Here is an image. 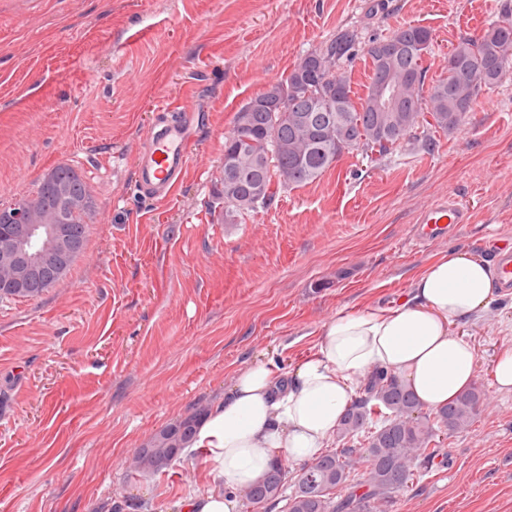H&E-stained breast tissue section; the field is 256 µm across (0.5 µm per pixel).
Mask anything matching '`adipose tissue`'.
I'll return each mask as SVG.
<instances>
[{"instance_id": "adipose-tissue-1", "label": "adipose tissue", "mask_w": 512, "mask_h": 512, "mask_svg": "<svg viewBox=\"0 0 512 512\" xmlns=\"http://www.w3.org/2000/svg\"><path fill=\"white\" fill-rule=\"evenodd\" d=\"M498 286V269L483 255L443 253L417 272L397 301L324 323L315 352L287 372L262 361L240 370L191 441L213 465V487L183 501V512H239L225 486L247 488L278 454L301 463L318 457L357 386L377 368L402 378L428 409L455 399L475 378L476 355L452 328L483 313Z\"/></svg>"}]
</instances>
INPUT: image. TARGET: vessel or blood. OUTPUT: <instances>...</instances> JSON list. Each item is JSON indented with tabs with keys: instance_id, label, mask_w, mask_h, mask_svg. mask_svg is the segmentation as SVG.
<instances>
[{
	"instance_id": "vessel-or-blood-1",
	"label": "vessel or blood",
	"mask_w": 512,
	"mask_h": 512,
	"mask_svg": "<svg viewBox=\"0 0 512 512\" xmlns=\"http://www.w3.org/2000/svg\"><path fill=\"white\" fill-rule=\"evenodd\" d=\"M188 143L178 130L176 122L160 116L154 126L150 143L140 157L138 183L142 190L165 195L179 181ZM469 220V206L457 194L438 199L420 211L417 217V238L426 243L437 239L451 224Z\"/></svg>"
}]
</instances>
